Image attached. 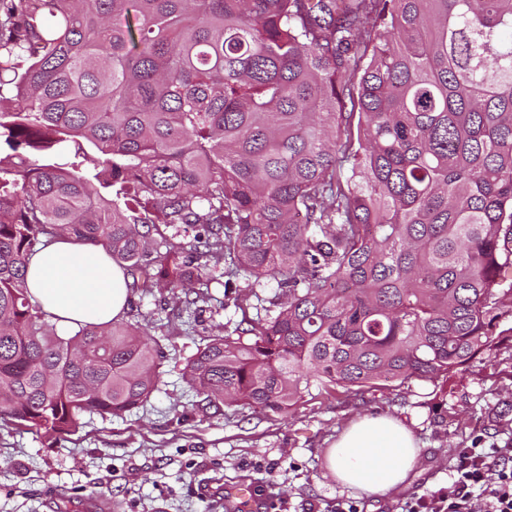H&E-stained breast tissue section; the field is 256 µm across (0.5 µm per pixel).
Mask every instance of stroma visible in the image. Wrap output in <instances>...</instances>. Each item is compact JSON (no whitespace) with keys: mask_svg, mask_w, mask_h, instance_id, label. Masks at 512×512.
Returning <instances> with one entry per match:
<instances>
[{"mask_svg":"<svg viewBox=\"0 0 512 512\" xmlns=\"http://www.w3.org/2000/svg\"><path fill=\"white\" fill-rule=\"evenodd\" d=\"M238 308L203 315L193 332L166 327L158 392L109 420L90 415L82 431L54 444L0 430V512H226L224 489L255 485L274 512H402L406 502L448 484L458 449L512 442V346L435 383L412 379L337 399H308L289 417L205 408L182 378L213 325L241 320ZM392 415L414 434L422 457L406 487L372 496L336 484L325 452L353 421Z\"/></svg>","mask_w":512,"mask_h":512,"instance_id":"35a3bbf8","label":"stroma"}]
</instances>
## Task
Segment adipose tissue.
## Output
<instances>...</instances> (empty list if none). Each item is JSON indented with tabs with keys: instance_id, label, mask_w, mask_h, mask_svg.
I'll return each mask as SVG.
<instances>
[{
	"instance_id": "ef3b65f1",
	"label": "adipose tissue",
	"mask_w": 512,
	"mask_h": 512,
	"mask_svg": "<svg viewBox=\"0 0 512 512\" xmlns=\"http://www.w3.org/2000/svg\"><path fill=\"white\" fill-rule=\"evenodd\" d=\"M126 276L101 246L63 236L30 256L26 285L32 303L55 317L60 335L124 314ZM421 461L411 432L393 417H362L327 451V467L340 485L383 496L406 486Z\"/></svg>"
}]
</instances>
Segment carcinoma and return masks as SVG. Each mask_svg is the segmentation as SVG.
Returning <instances> with one entry per match:
<instances>
[{"instance_id":"1","label":"carcinoma","mask_w":512,"mask_h":512,"mask_svg":"<svg viewBox=\"0 0 512 512\" xmlns=\"http://www.w3.org/2000/svg\"><path fill=\"white\" fill-rule=\"evenodd\" d=\"M64 235L190 327L249 291L182 370L210 407L448 377L512 341V0H0V428L54 440L166 359L58 336L25 275Z\"/></svg>"}]
</instances>
